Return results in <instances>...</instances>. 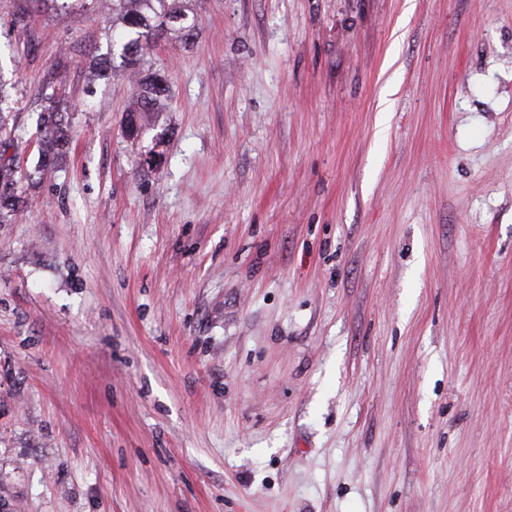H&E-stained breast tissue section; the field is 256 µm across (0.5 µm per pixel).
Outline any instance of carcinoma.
Masks as SVG:
<instances>
[{"label": "carcinoma", "mask_w": 512, "mask_h": 512, "mask_svg": "<svg viewBox=\"0 0 512 512\" xmlns=\"http://www.w3.org/2000/svg\"><path fill=\"white\" fill-rule=\"evenodd\" d=\"M112 12L124 25L120 43L121 63L135 77L133 106L124 116L125 134L127 138L135 140L144 125L145 113L163 111L169 100L165 78L141 68L144 53L165 32L181 43H189L196 33L198 18L185 5V0H112ZM9 99L7 80L0 74L1 149L14 144L16 127L9 124ZM45 99L50 106L37 113L35 120L38 162L27 175L29 188L41 181L46 170L59 167L69 151L70 137L63 115L58 112L59 101L52 93L45 95ZM21 181L14 161L0 159V224L8 222L26 203V191Z\"/></svg>", "instance_id": "cac0c4a2"}]
</instances>
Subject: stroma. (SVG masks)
I'll return each instance as SVG.
<instances>
[{
	"label": "stroma",
	"instance_id": "35a3bbf8",
	"mask_svg": "<svg viewBox=\"0 0 512 512\" xmlns=\"http://www.w3.org/2000/svg\"><path fill=\"white\" fill-rule=\"evenodd\" d=\"M190 6L132 142L110 0H0L72 131L0 224V512H512V0Z\"/></svg>",
	"mask_w": 512,
	"mask_h": 512
}]
</instances>
